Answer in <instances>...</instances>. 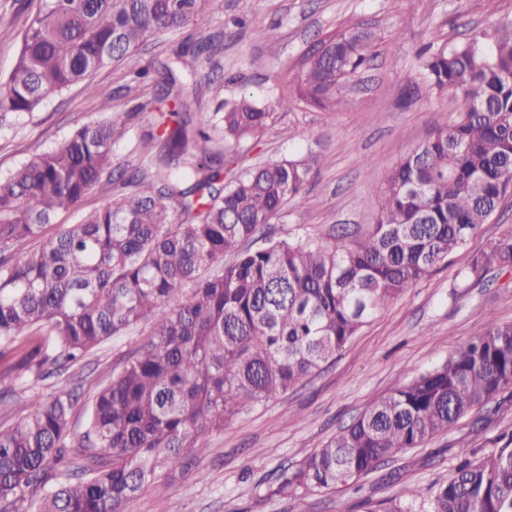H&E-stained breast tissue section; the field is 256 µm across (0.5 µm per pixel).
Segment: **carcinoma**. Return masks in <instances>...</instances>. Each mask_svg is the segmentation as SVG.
<instances>
[{
  "label": "carcinoma",
  "instance_id": "1",
  "mask_svg": "<svg viewBox=\"0 0 512 512\" xmlns=\"http://www.w3.org/2000/svg\"><path fill=\"white\" fill-rule=\"evenodd\" d=\"M206 0H38L21 27L0 25L18 56L0 93V128L110 64L130 65L135 93L150 70L136 64L157 35L197 25ZM304 57L295 98L322 110L367 66L377 36L351 27ZM222 50L188 37L172 47L193 67ZM435 92L462 102L457 122L434 128L388 176L377 223L356 239L306 234L268 238L261 228L305 198L310 168L275 160L236 172L210 152L211 116L191 111L168 74L133 110L159 114L142 138L145 164L116 171L112 145L127 131L107 116L0 178V372L15 393L60 376L105 341L142 323L148 339L97 386L87 429H72L63 387L19 399L0 424V512H126L139 495L163 497L162 476L200 457L209 437L286 394L330 363L371 319L466 247L512 193V23L487 42L473 33L420 54ZM224 142L268 126L273 112L251 96L221 103ZM118 193L63 224L92 191ZM512 272V232L491 240L457 272L454 287ZM512 390V323L488 316L477 336L431 370L368 402L292 468L272 494L296 498L355 484L385 458L420 448L476 407ZM421 512H512V442L466 458Z\"/></svg>",
  "mask_w": 512,
  "mask_h": 512
}]
</instances>
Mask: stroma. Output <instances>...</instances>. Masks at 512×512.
I'll return each instance as SVG.
<instances>
[{"mask_svg": "<svg viewBox=\"0 0 512 512\" xmlns=\"http://www.w3.org/2000/svg\"><path fill=\"white\" fill-rule=\"evenodd\" d=\"M209 5L200 27L162 35L140 52L139 60L158 70L171 66L187 88L196 89L194 111L213 113L220 101L242 94L271 107L273 122L226 157L241 165L294 159L309 166L305 201L288 204L263 229L274 237L309 232L325 238L342 229L355 237L376 223L380 190L400 157L426 131L452 126L461 110L452 93L429 90L419 52L454 47L474 28L491 35L512 21V0H210ZM358 24L376 32V54L343 91L336 109L294 100L304 53L329 33ZM271 28L277 41L264 36ZM216 34L224 37L220 56L192 73L175 63L172 45ZM91 81L95 93L71 88L0 129V175L99 118L101 101L125 94L129 79L125 66L111 65L96 71ZM152 123L149 113L127 121L124 138L112 147L114 165H142L139 145ZM367 159L375 162L370 174L363 167ZM511 231L512 195L448 266L377 314L331 364L212 436L201 460L166 477L164 498L143 494L128 512H385L392 504L410 502L413 488L429 491L446 479L460 445L479 457L511 441L512 395L505 393L424 447L380 464L359 479L358 489L290 499L269 491L281 466L296 464L349 425L366 402L442 363L453 348L478 334L488 314L512 322V276L493 270L481 283L453 286L456 271L473 254ZM140 342L134 333L108 340L80 366L36 389L49 393L82 380L73 426L83 430L84 407L94 395L90 380L108 381Z\"/></svg>", "mask_w": 512, "mask_h": 512, "instance_id": "1", "label": "stroma"}]
</instances>
